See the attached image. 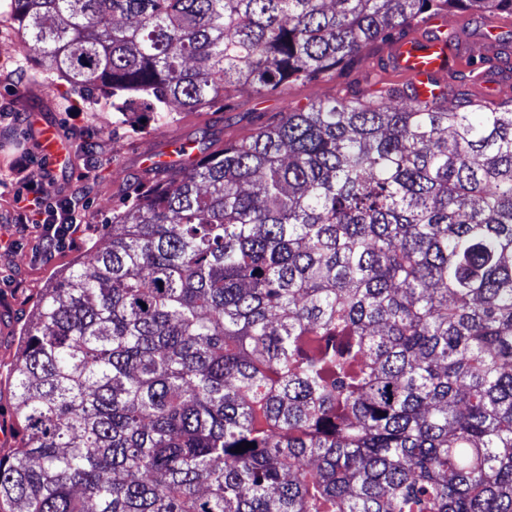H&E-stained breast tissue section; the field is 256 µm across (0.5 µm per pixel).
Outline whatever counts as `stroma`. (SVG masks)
Wrapping results in <instances>:
<instances>
[{
  "mask_svg": "<svg viewBox=\"0 0 512 512\" xmlns=\"http://www.w3.org/2000/svg\"><path fill=\"white\" fill-rule=\"evenodd\" d=\"M15 40L14 29L0 25V103L9 107L0 116V323L9 328L7 338H0V419L7 420L12 417L10 376L17 340L41 289L74 260L103 247L115 194L144 182L147 156L174 145L194 146L204 138L237 140L277 121L285 107L343 95L353 84L370 88L377 79V60L388 50L374 43L353 66L290 84L279 94L245 91L223 105L178 112L166 126L149 124L135 130L113 123L110 108L83 103L56 74H37V58L16 59L5 53L4 45ZM46 126L53 128L58 143L50 155L41 146ZM84 140L98 146L92 173L80 147ZM21 179L50 181L60 190L82 185L83 218L69 246L42 254L34 233L22 232L15 224L14 195Z\"/></svg>",
  "mask_w": 512,
  "mask_h": 512,
  "instance_id": "obj_1",
  "label": "stroma"
}]
</instances>
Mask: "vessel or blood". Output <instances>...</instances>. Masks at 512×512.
Here are the masks:
<instances>
[{
    "label": "vessel or blood",
    "instance_id": "b4317fda",
    "mask_svg": "<svg viewBox=\"0 0 512 512\" xmlns=\"http://www.w3.org/2000/svg\"><path fill=\"white\" fill-rule=\"evenodd\" d=\"M441 20H430L423 32L395 43L383 58L387 73L402 77L420 100L431 99L439 78L478 54L473 43L444 38Z\"/></svg>",
    "mask_w": 512,
    "mask_h": 512
}]
</instances>
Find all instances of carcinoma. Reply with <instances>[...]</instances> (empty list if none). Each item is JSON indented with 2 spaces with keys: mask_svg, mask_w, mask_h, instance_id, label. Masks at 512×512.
<instances>
[{
  "mask_svg": "<svg viewBox=\"0 0 512 512\" xmlns=\"http://www.w3.org/2000/svg\"><path fill=\"white\" fill-rule=\"evenodd\" d=\"M453 10L512 0H0V21L160 127ZM454 99L383 82L151 162L20 334L0 512H512V94Z\"/></svg>",
  "mask_w": 512,
  "mask_h": 512,
  "instance_id": "1",
  "label": "carcinoma"
}]
</instances>
